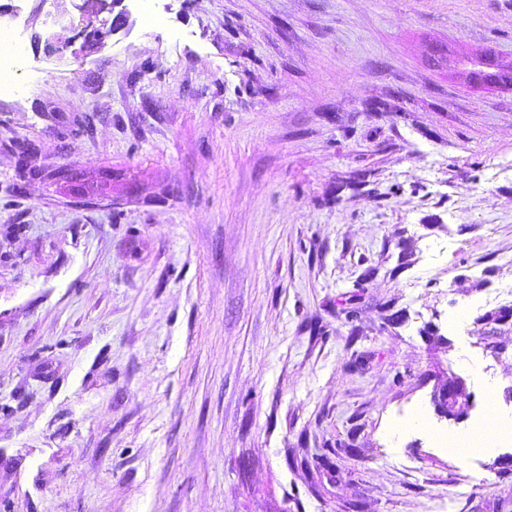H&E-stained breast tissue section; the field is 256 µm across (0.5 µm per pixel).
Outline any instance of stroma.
<instances>
[{"instance_id":"35a3bbf8","label":"stroma","mask_w":512,"mask_h":512,"mask_svg":"<svg viewBox=\"0 0 512 512\" xmlns=\"http://www.w3.org/2000/svg\"><path fill=\"white\" fill-rule=\"evenodd\" d=\"M9 2L0 512H512V0ZM73 6L79 12L78 26H81L85 43L96 45L104 44V40L109 35H114L120 31L126 30L131 24V15L127 7L115 12L118 4L124 0H114L108 3L107 0H71ZM81 2V3H75ZM108 13L107 17L99 19V15ZM95 22L99 23L96 27ZM91 29L90 31H87ZM0 97L13 95L18 85L22 55L20 33L13 27L0 29ZM467 397L463 381L448 377V383L434 394L433 403L441 417L458 422L469 408Z\"/></svg>"}]
</instances>
